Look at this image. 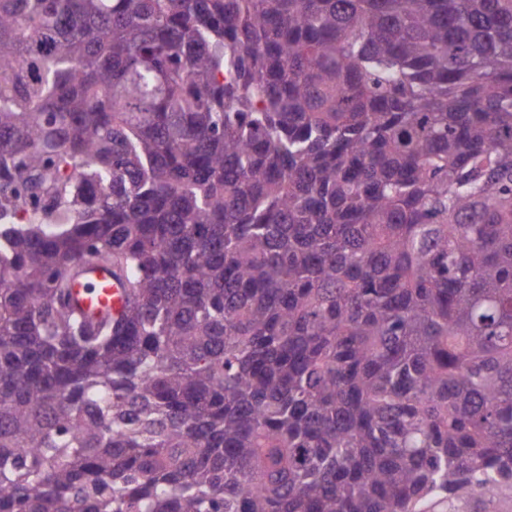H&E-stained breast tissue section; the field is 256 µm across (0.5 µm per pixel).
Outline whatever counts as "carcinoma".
I'll list each match as a JSON object with an SVG mask.
<instances>
[{"mask_svg": "<svg viewBox=\"0 0 512 512\" xmlns=\"http://www.w3.org/2000/svg\"><path fill=\"white\" fill-rule=\"evenodd\" d=\"M509 485L512 0H0V512ZM122 285L106 265L89 262L72 283V300L83 311L96 317L117 314L124 303Z\"/></svg>", "mask_w": 512, "mask_h": 512, "instance_id": "carcinoma-1", "label": "carcinoma"}]
</instances>
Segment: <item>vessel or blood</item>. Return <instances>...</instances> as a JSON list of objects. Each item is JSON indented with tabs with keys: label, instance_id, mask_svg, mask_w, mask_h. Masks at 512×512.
Segmentation results:
<instances>
[{
	"label": "vessel or blood",
	"instance_id": "obj_1",
	"mask_svg": "<svg viewBox=\"0 0 512 512\" xmlns=\"http://www.w3.org/2000/svg\"><path fill=\"white\" fill-rule=\"evenodd\" d=\"M72 300L94 316L115 315L124 303L122 286L106 265L89 262L72 283Z\"/></svg>",
	"mask_w": 512,
	"mask_h": 512
}]
</instances>
